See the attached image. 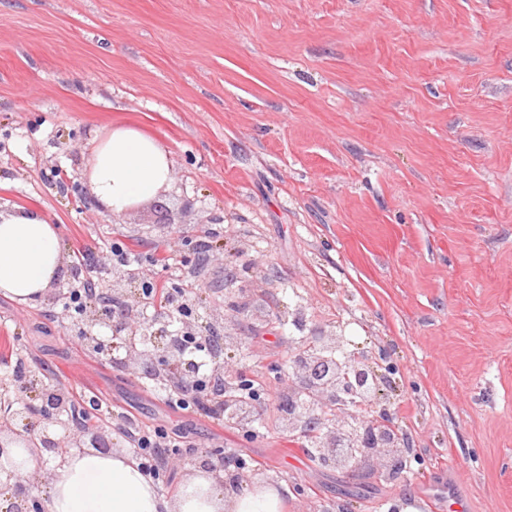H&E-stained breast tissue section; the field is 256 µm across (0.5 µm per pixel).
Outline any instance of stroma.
I'll list each match as a JSON object with an SVG mask.
<instances>
[{
  "instance_id": "1",
  "label": "stroma",
  "mask_w": 512,
  "mask_h": 512,
  "mask_svg": "<svg viewBox=\"0 0 512 512\" xmlns=\"http://www.w3.org/2000/svg\"><path fill=\"white\" fill-rule=\"evenodd\" d=\"M115 123L173 160L120 215L84 185ZM0 207L50 215L67 262L121 241L140 278L193 276L195 331L228 364L285 360L297 292L307 333L396 365L378 401L410 451L388 481L177 413L85 317L0 295L28 374L98 396L105 450L134 425L180 435L162 495L232 448L287 484L285 512H512V0H0Z\"/></svg>"
}]
</instances>
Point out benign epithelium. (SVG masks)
<instances>
[{
	"label": "benign epithelium",
	"mask_w": 512,
	"mask_h": 512,
	"mask_svg": "<svg viewBox=\"0 0 512 512\" xmlns=\"http://www.w3.org/2000/svg\"><path fill=\"white\" fill-rule=\"evenodd\" d=\"M88 327H107L111 335L124 339L125 357L123 363L129 367H145L159 357V353H168V321L156 319L151 323L144 322L133 312L131 306L118 300V289H113V295L105 299V305L99 311L88 316ZM382 366L384 373H378L375 365ZM181 375L179 381L185 388L194 384L197 374V364L191 358H181ZM395 371V366L387 361L385 354L377 356L373 353H356L352 356L349 366L336 370L333 385L320 384L312 377L311 360L303 354L289 355L288 368L278 370L275 377L287 380L288 390L300 388L317 404L331 405L340 399L348 390H360L358 397L372 409V419L382 421L388 416L386 409L376 406L375 396L379 390V381L385 375ZM213 376L244 381L248 379L246 370L234 366L229 367L218 362L212 367ZM47 395L37 412L30 415L23 427V432L30 439H38L44 450L54 452L60 448L80 447L86 430L76 426L66 417L65 401L67 394L58 386H46ZM350 410L347 405L336 406L334 415L324 419L315 413L306 412L301 416L286 415L285 422L288 432L293 433L306 422L319 424L323 434L322 457L325 464L338 467H352L357 458L366 459L381 451L385 457L380 463L377 473L381 477H399L401 463L407 451L405 440L393 426L388 428L365 427L353 432L346 426ZM205 467L231 469L238 481L248 479V469L237 465L230 459H218V464L206 462ZM32 489L30 477L17 476L14 481V491L6 499L7 506L0 512H32L37 508L36 500L29 495Z\"/></svg>",
	"instance_id": "benign-epithelium-1"
}]
</instances>
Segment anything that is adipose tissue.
<instances>
[{"instance_id":"adipose-tissue-1","label":"adipose tissue","mask_w":512,"mask_h":512,"mask_svg":"<svg viewBox=\"0 0 512 512\" xmlns=\"http://www.w3.org/2000/svg\"><path fill=\"white\" fill-rule=\"evenodd\" d=\"M169 151L132 125L98 136L86 162V187L97 204L119 215L155 197L171 180ZM60 232L39 211L0 210V293L27 304L42 299L60 275ZM43 512H283L277 488L260 484L226 490L215 473L184 479L175 497L161 495L131 454L71 449L57 461Z\"/></svg>"}]
</instances>
